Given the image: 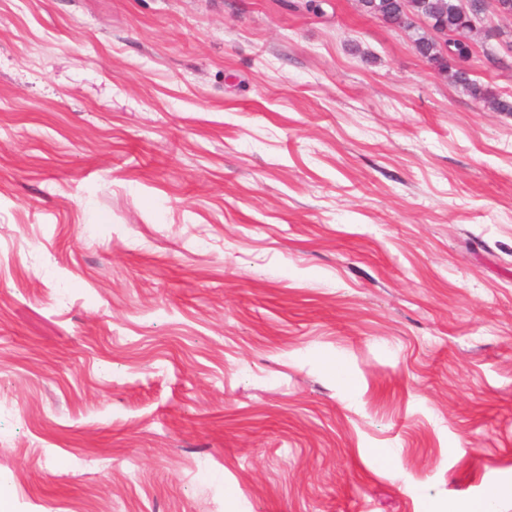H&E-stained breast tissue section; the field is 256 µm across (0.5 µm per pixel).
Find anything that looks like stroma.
Wrapping results in <instances>:
<instances>
[{
	"label": "stroma",
	"instance_id": "1",
	"mask_svg": "<svg viewBox=\"0 0 512 512\" xmlns=\"http://www.w3.org/2000/svg\"><path fill=\"white\" fill-rule=\"evenodd\" d=\"M315 2L0 0L12 512H512V112Z\"/></svg>",
	"mask_w": 512,
	"mask_h": 512
}]
</instances>
